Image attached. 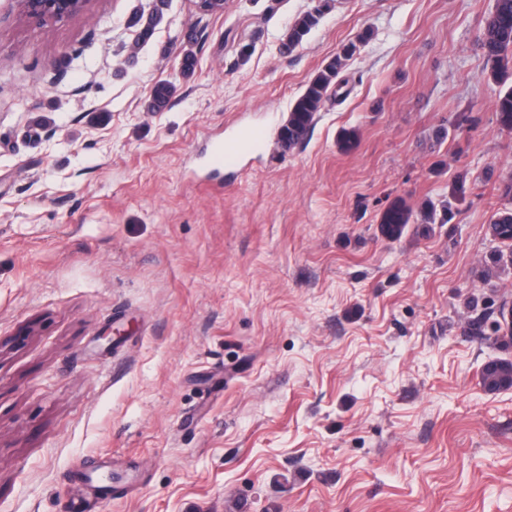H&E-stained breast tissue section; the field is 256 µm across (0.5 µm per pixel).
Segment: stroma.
<instances>
[{
    "mask_svg": "<svg viewBox=\"0 0 512 512\" xmlns=\"http://www.w3.org/2000/svg\"><path fill=\"white\" fill-rule=\"evenodd\" d=\"M157 1L35 25L0 0V512H512V389L480 384L512 347L463 331L512 292L473 275L506 204L487 183L512 176L494 0H332L289 55L315 0H161L139 40ZM254 126L236 171L207 166ZM461 174L451 222L381 235L390 201ZM329 7L328 0H318V4L307 11L289 25L284 40L281 43V51L291 54L300 47L312 28L318 23L319 18ZM480 48L495 83L502 89L496 101L499 123L512 129V0H495L493 11L486 18L480 36ZM355 44H350L342 49L332 60L307 83L304 91L295 99L288 120L280 130V139L288 143L292 148L301 142L312 127L314 118L328 97V92L337 93L341 83L336 79L339 76L343 61L354 54Z\"/></svg>",
    "mask_w": 512,
    "mask_h": 512,
    "instance_id": "stroma-1",
    "label": "stroma"
}]
</instances>
